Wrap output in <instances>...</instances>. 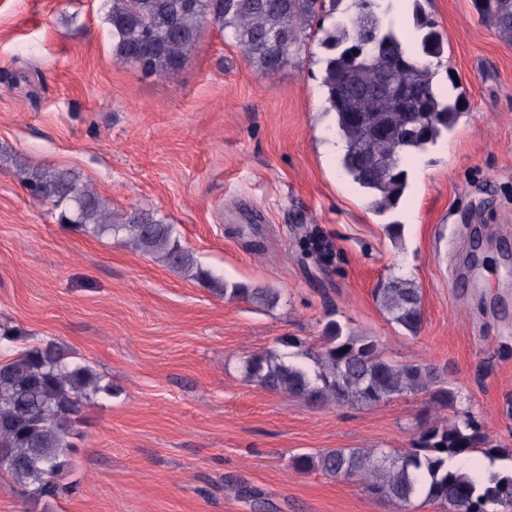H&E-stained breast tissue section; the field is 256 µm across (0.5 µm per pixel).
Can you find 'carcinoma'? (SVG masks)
I'll use <instances>...</instances> for the list:
<instances>
[{"label": "carcinoma", "instance_id": "cac0c4a2", "mask_svg": "<svg viewBox=\"0 0 512 512\" xmlns=\"http://www.w3.org/2000/svg\"><path fill=\"white\" fill-rule=\"evenodd\" d=\"M116 59L162 74L181 65L211 23L229 34L249 60L274 74L307 52L310 36L322 49V86L337 135L344 143L342 166L365 189L379 212L403 196L405 161L424 151L454 126L461 99L445 98L433 84L430 59L443 40L421 6L412 22L420 44L404 42L405 26L380 10L377 0H354L357 12L334 20L339 0H107ZM475 11L512 43V0H471ZM331 18L330 26H324ZM20 175L32 196L64 206L60 221L96 236H110L230 299L274 307L278 294L215 278L182 245L174 225L151 209L115 212L67 169L24 168ZM390 321L412 334L422 319L414 282L393 277L375 290ZM242 364L246 381L300 398L311 406L374 407L426 393L451 408L456 392L427 365L398 362L373 336L356 334L336 319L307 343L284 336ZM112 395V385L90 365L71 359L52 343H40L0 360V470L26 492L57 496L68 491L56 479L68 463L82 408L92 398ZM480 453L489 461L512 457L494 447L482 424L460 420L418 426L410 448H332L293 458L295 469L366 481L373 496L398 505L422 498L442 512H512V470H470L458 460Z\"/></svg>", "mask_w": 512, "mask_h": 512}]
</instances>
